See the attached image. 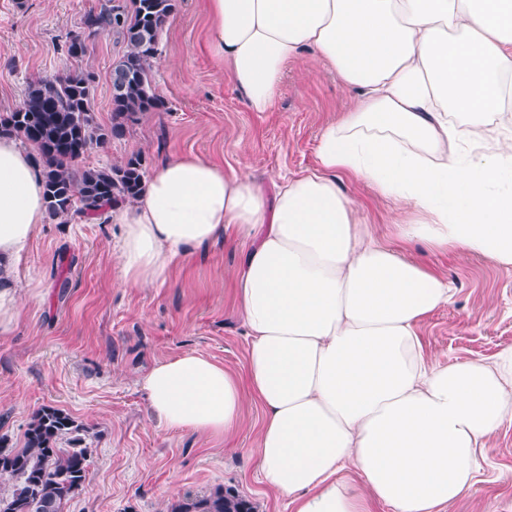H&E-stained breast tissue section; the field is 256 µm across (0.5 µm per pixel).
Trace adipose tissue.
<instances>
[{
	"label": "adipose tissue",
	"instance_id": "ef3b65f1",
	"mask_svg": "<svg viewBox=\"0 0 512 512\" xmlns=\"http://www.w3.org/2000/svg\"><path fill=\"white\" fill-rule=\"evenodd\" d=\"M209 51L249 111L313 51L355 91L318 166L266 193L247 170L175 155L120 211L129 288L161 287L205 244L239 239L241 372L186 353L142 385L167 426L227 436L263 417L261 481L290 512H444L477 452L512 423V348L427 360L419 323L448 304L442 275L376 237L336 182L400 201L404 240L512 266V0H207ZM40 167L0 136V335L24 315L15 271L48 220ZM353 468L360 484L341 479Z\"/></svg>",
	"mask_w": 512,
	"mask_h": 512
}]
</instances>
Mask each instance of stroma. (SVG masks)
<instances>
[{
  "mask_svg": "<svg viewBox=\"0 0 512 512\" xmlns=\"http://www.w3.org/2000/svg\"><path fill=\"white\" fill-rule=\"evenodd\" d=\"M99 0H0V112L29 85L72 64L59 49ZM204 0H176L154 61L165 112L147 114L88 165L142 152L149 167L193 153L225 168L248 167L272 188L279 176L315 169L324 128L353 103V93L311 51L290 61L273 107L249 111L231 75L209 56ZM112 36L89 42L84 65L97 75L95 110L111 115ZM343 192L380 236L392 232L395 202L345 177ZM119 226L74 218L47 221L23 260L24 319L0 335V436L21 447L31 416L44 406L85 426L88 468L66 512H171L186 496L221 486L251 500L256 512H289L285 498L260 481L256 445L260 408L245 404L229 437L169 428L152 413L143 375L157 362L193 352L238 372L249 338L237 313L240 252L216 241L178 266L161 288H128L113 250ZM405 250L452 283V300L418 326L428 360L491 361L512 347V266L435 253L419 240ZM446 512H512V425L489 439L474 485Z\"/></svg>",
  "mask_w": 512,
  "mask_h": 512,
  "instance_id": "35a3bbf8",
  "label": "stroma"
}]
</instances>
